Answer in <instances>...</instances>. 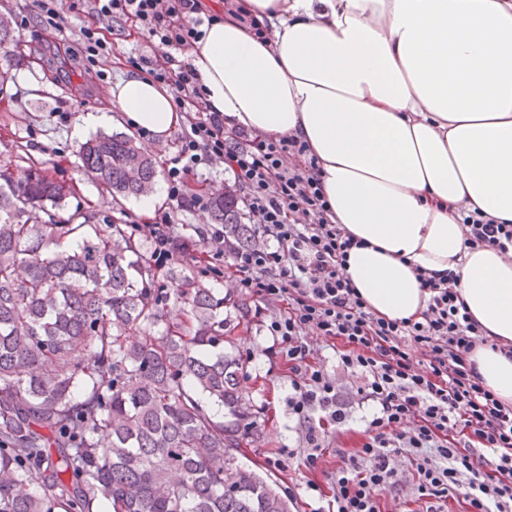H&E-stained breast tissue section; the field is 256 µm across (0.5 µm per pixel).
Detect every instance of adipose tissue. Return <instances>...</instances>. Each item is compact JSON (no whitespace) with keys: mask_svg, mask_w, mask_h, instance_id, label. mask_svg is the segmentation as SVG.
I'll use <instances>...</instances> for the list:
<instances>
[{"mask_svg":"<svg viewBox=\"0 0 512 512\" xmlns=\"http://www.w3.org/2000/svg\"><path fill=\"white\" fill-rule=\"evenodd\" d=\"M203 25L189 61L211 111L262 137L305 141L336 221L362 245L346 275L371 311L416 319L418 270L454 273L498 348L471 358L512 403V259L468 249L460 212L512 223V0H238ZM271 26L257 38L255 28ZM127 127L181 126L170 87H112Z\"/></svg>","mask_w":512,"mask_h":512,"instance_id":"obj_1","label":"adipose tissue"}]
</instances>
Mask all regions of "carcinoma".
<instances>
[{"label": "carcinoma", "mask_w": 512, "mask_h": 512, "mask_svg": "<svg viewBox=\"0 0 512 512\" xmlns=\"http://www.w3.org/2000/svg\"><path fill=\"white\" fill-rule=\"evenodd\" d=\"M15 43L0 18V50ZM84 172L119 196L155 185L122 134L79 146ZM65 187L31 166L0 173V512H290L244 468L241 357L224 353V305L201 283L158 287L123 224L57 214ZM56 212H51V209ZM234 243H253L235 191L214 200ZM186 319L168 322L165 308Z\"/></svg>", "instance_id": "1"}]
</instances>
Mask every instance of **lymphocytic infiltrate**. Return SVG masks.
<instances>
[{
  "label": "lymphocytic infiltrate",
  "mask_w": 512,
  "mask_h": 512,
  "mask_svg": "<svg viewBox=\"0 0 512 512\" xmlns=\"http://www.w3.org/2000/svg\"><path fill=\"white\" fill-rule=\"evenodd\" d=\"M106 26L138 23L153 48L137 67L169 85L189 127L167 173L178 209H206L209 196L192 192L203 167L223 164L242 193L255 242L240 247L221 227L200 233L193 262H205L216 281L279 307L268 329L288 367V413L302 442L280 449L304 467L326 470L329 491L313 512H388L413 498L419 512H448L462 494L465 512H512V404L488 390L471 353L490 345L456 289L453 275L419 273L428 293L421 320H392L369 310L344 273L359 242L336 222L306 143L292 136L259 137L210 111L192 65L182 54L202 35L209 15L203 0H87ZM465 246L512 256V224L480 211L462 214ZM156 267L172 259L178 236L172 215L141 224ZM331 343L328 371L314 337ZM358 379L344 395L338 375ZM376 409L360 448L337 450L327 464L328 424L344 423L353 406Z\"/></svg>",
  "instance_id": "lymphocytic-infiltrate-1"
}]
</instances>
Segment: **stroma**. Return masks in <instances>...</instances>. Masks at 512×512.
<instances>
[{"label": "stroma", "instance_id": "stroma-1", "mask_svg": "<svg viewBox=\"0 0 512 512\" xmlns=\"http://www.w3.org/2000/svg\"><path fill=\"white\" fill-rule=\"evenodd\" d=\"M31 9L32 0H0V15L12 20L21 43L8 70V95L0 99V167L18 175L34 164L66 182L71 188L67 211L88 212L99 230L136 219V198L115 202L84 173L77 149L87 137L124 132L116 119L95 126L84 119L90 112L111 111L112 85L135 74L131 58L151 56L152 49L143 36L114 32L113 63L106 69L101 60L85 58L80 30L89 18L81 9L67 12L59 31L32 20ZM274 313L271 307L251 312L247 321H231L227 331L246 361L242 386L248 408L264 429L262 441L246 448L243 461L276 480L296 512H310L318 503V488L328 485L327 477L308 472L295 459L281 469L267 462L277 449L297 447L300 436L286 406L288 372L267 329Z\"/></svg>", "mask_w": 512, "mask_h": 512}]
</instances>
